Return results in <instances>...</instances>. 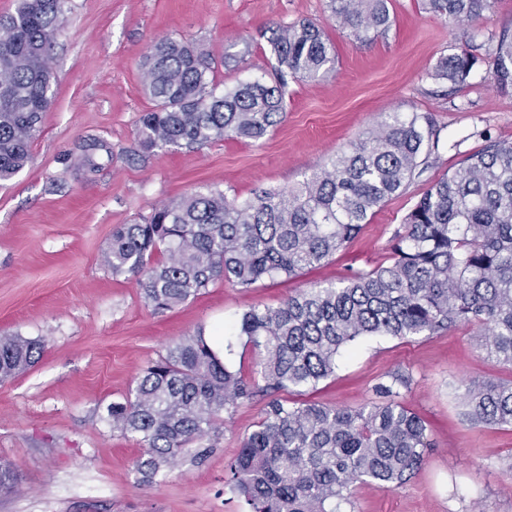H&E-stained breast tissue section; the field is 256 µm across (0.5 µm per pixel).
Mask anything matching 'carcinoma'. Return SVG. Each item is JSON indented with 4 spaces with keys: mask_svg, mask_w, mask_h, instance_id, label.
Listing matches in <instances>:
<instances>
[{
    "mask_svg": "<svg viewBox=\"0 0 512 512\" xmlns=\"http://www.w3.org/2000/svg\"><path fill=\"white\" fill-rule=\"evenodd\" d=\"M493 0H421L422 9L452 25L474 21ZM68 0H18L0 17V181L30 161L31 144L53 101L50 49ZM329 17L362 39L385 32L387 0H327ZM269 46L274 82H242L223 91L210 64L190 45L158 42L142 65L143 86L155 102L139 119L136 152L194 148L226 137L257 142L286 110L287 77L322 79L335 70L336 51L311 21L283 25ZM469 51L441 58L433 77L466 82ZM494 80L512 85V34L498 36ZM438 147L427 114L389 112L373 132L328 159L294 188L262 189L244 201L224 191H191L155 208L142 223L112 233L106 263L133 278L156 311L170 310L218 281L248 288L263 279L291 278L329 262L360 233L373 209L422 173ZM79 166L100 167L103 141L79 145ZM387 264L312 286L280 306H253L229 332L256 353L249 378L223 362L198 330L168 348L107 405L112 428L143 452V481L171 468L188 446L223 422L222 414L266 397L263 418L224 469V486L250 512H340L357 485L401 487L430 447L423 419L400 401L409 377L391 373L376 386L379 401L351 410L289 401L286 392L315 388L332 376L336 358L363 336L410 339L459 325L483 329L480 349L512 365V143L493 140L430 186L406 214L389 244ZM157 253L167 255L157 261ZM41 339L0 333V383L32 367ZM476 424L512 428V381L464 386ZM16 470L0 465V492L10 493Z\"/></svg>",
    "mask_w": 512,
    "mask_h": 512,
    "instance_id": "1",
    "label": "carcinoma"
}]
</instances>
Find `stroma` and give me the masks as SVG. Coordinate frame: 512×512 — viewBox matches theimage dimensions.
<instances>
[{
    "label": "stroma",
    "instance_id": "obj_1",
    "mask_svg": "<svg viewBox=\"0 0 512 512\" xmlns=\"http://www.w3.org/2000/svg\"><path fill=\"white\" fill-rule=\"evenodd\" d=\"M388 8V31L359 40L329 19L326 0H70L32 161L0 183V332L48 341L33 367L0 383V463L18 474L16 490L0 494V512H248L225 488L224 466L262 418L264 398L225 413L201 442L210 451L204 462L184 453L150 483L135 469L141 447L113 430L105 407L197 327L232 324L251 307H276L313 283L386 263L392 235L423 192L488 139L512 142V86L492 77L495 38L512 32V0H494L458 26L419 0ZM302 20L325 27L336 69L289 80L285 116L264 139L136 155L139 118L154 106L141 65L155 41L195 46L224 89L271 80L272 28ZM468 48L475 64L465 85L434 79L441 57ZM228 52L238 67L224 65ZM388 112L429 114L438 148L327 265L249 288L219 281L158 313L106 264L116 226L143 222L189 191L244 200L297 186ZM90 137L104 140L112 159L87 174L76 157ZM481 339L478 327L461 325L410 340L365 337L341 352L333 376L304 392V400L356 410L375 401L390 372L410 377L401 401L425 419L431 446L403 486L357 485L352 512H512V430L470 423L461 399L465 383L512 380V366L486 357Z\"/></svg>",
    "mask_w": 512,
    "mask_h": 512
}]
</instances>
